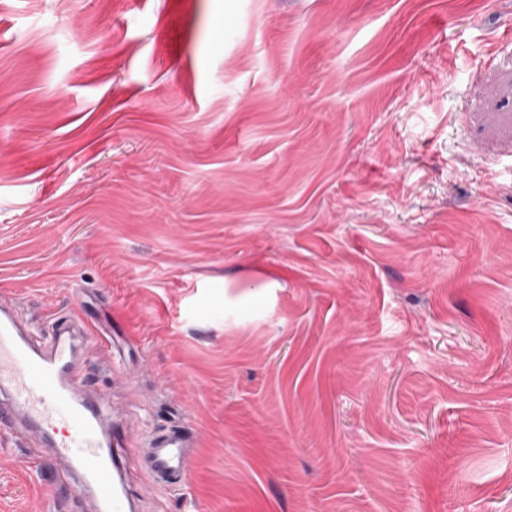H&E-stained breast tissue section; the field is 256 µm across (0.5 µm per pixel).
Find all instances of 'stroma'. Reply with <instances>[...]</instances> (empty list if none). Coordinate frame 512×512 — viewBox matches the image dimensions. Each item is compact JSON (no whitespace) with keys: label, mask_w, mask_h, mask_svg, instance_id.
I'll return each mask as SVG.
<instances>
[{"label":"stroma","mask_w":512,"mask_h":512,"mask_svg":"<svg viewBox=\"0 0 512 512\" xmlns=\"http://www.w3.org/2000/svg\"><path fill=\"white\" fill-rule=\"evenodd\" d=\"M1 299L195 436L145 512H512V0H0Z\"/></svg>","instance_id":"35a3bbf8"}]
</instances>
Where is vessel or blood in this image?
<instances>
[{"label":"vessel or blood","mask_w":512,"mask_h":512,"mask_svg":"<svg viewBox=\"0 0 512 512\" xmlns=\"http://www.w3.org/2000/svg\"><path fill=\"white\" fill-rule=\"evenodd\" d=\"M82 320L58 318L34 326L0 305V428L18 426L49 436L46 467L71 475L91 494L97 512H140L129 491V468L155 484L178 489L195 440L170 428L151 435L136 453L126 445L128 425L97 399L83 371V349L97 343Z\"/></svg>","instance_id":"vessel-or-blood-1"}]
</instances>
